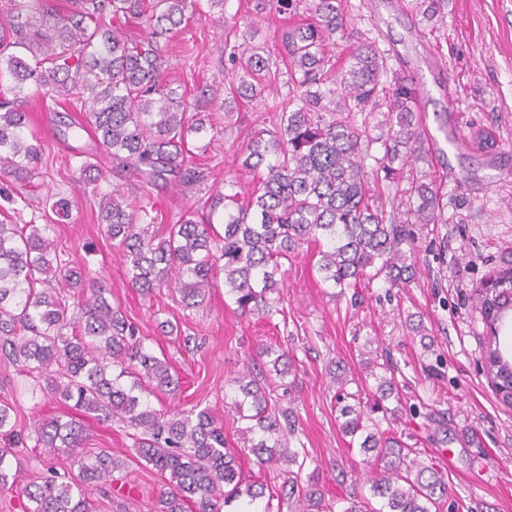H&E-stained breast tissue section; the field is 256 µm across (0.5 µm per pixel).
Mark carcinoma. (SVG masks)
Listing matches in <instances>:
<instances>
[{
  "label": "carcinoma",
  "mask_w": 512,
  "mask_h": 512,
  "mask_svg": "<svg viewBox=\"0 0 512 512\" xmlns=\"http://www.w3.org/2000/svg\"><path fill=\"white\" fill-rule=\"evenodd\" d=\"M192 0H0V168L31 183L42 159L37 133L24 110L27 93L43 91L55 105L83 109L67 124L90 132L91 148L79 173L104 177L90 162L100 150L116 167L137 178V198L114 193L100 210L104 232L128 263L129 283L150 296L171 288L185 307L203 303L217 276L240 314L267 319L281 314L273 296L285 263L305 245L318 246V272L333 288H360L380 277L399 287L416 274L410 225L444 224L445 204L436 182L416 176L401 187L411 160L424 155L426 136L418 115L419 91L392 71L386 53L364 40L347 65L336 67L332 46L344 37L347 0H247L224 21V60L239 83L224 99L263 108L269 116L239 149L241 169L260 174L250 196L239 198L238 181L224 180L158 237L153 191L159 182L204 181V170L186 166L188 138L204 131L190 115L196 103L176 93L165 79L166 45L188 21ZM27 10L22 17L14 11ZM305 13L308 22L285 31L269 49L251 46L252 25L272 15ZM140 21L141 39H130L121 19ZM288 91L268 104L265 92L278 84ZM386 113L388 130L373 135L375 113ZM379 145L377 153L372 146ZM67 202L45 200V224L23 218L14 207L0 220V353L22 373L44 378L41 391L97 419L119 421L133 430L137 458L167 480L155 512H223L241 495L250 502L268 497L293 512H324L317 482H301L308 461L292 445L298 430L293 409L281 403L293 355L271 347L247 363L234 380L232 405L250 423L249 452L259 468L283 477L268 484L250 480L238 449L230 447L224 424L207 407L154 408L149 397H176L181 381L165 358L146 346L137 327L112 305L106 289L60 259L49 233L52 216ZM482 320L490 331L484 363L496 392L512 406V345H501L500 326L512 325V268L498 271L479 294ZM337 396L342 431L359 438L362 453L383 462L367 479L369 495L353 496L343 512H434L448 497V482L431 466L408 459L405 448L377 431L372 418ZM14 407L0 402V438L18 435ZM34 447L46 472L22 479L11 448H0V492H20L29 512H94L86 489L112 483L125 462L101 449L81 452V424L60 417L31 426ZM65 462L77 472L62 475Z\"/></svg>",
  "instance_id": "obj_1"
}]
</instances>
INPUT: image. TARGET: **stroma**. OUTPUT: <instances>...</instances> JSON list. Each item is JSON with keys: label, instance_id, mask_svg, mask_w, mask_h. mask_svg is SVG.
I'll return each mask as SVG.
<instances>
[{"label": "stroma", "instance_id": "obj_1", "mask_svg": "<svg viewBox=\"0 0 512 512\" xmlns=\"http://www.w3.org/2000/svg\"><path fill=\"white\" fill-rule=\"evenodd\" d=\"M352 2L351 39L375 41L394 71L415 79L430 129L450 116L458 136L486 130L498 143L487 152L470 146L417 161V170L440 183L448 207L446 223L413 228L415 280L399 288L377 280L338 294L323 282L311 246L292 258L279 286L284 313L269 320L235 313L220 282L196 308L182 307L166 288L142 296L129 286L126 261L100 222L103 196H134L132 179L103 152L97 161L105 180L81 179L73 152L90 145V136L65 132L35 94L27 110L48 156L33 186L22 189L25 216L41 217L46 197L68 200V214L51 234L57 251L109 289L112 304L151 350L167 357L183 383L177 405L214 410L236 447L245 443V423L226 402L249 353L264 344L293 353L296 384L286 403L299 418L306 468L335 512H343L349 496L367 493L371 466L339 429L329 371H343L347 392L373 391L377 381L365 361L374 353L388 357L397 388L372 418L413 459L444 475L448 497L439 512H512V407L497 396L485 369L487 328L477 299L492 274L512 267V0H444L443 18L432 20L419 0ZM237 6L228 0L223 12L193 16L173 36L167 69L173 85L194 96L228 85L222 19ZM200 116L205 130L190 136L189 145L192 162L206 165L208 176L194 187L171 183L155 190L156 234L225 179L238 178L245 187L252 181L239 168L238 151L260 127L263 110L244 104L227 114L205 102ZM1 400L15 405L25 426L66 412L43 398L37 378L0 357ZM84 425L86 448L111 449L128 463L124 479L93 490L98 512H149L164 481L134 456L129 429L89 417Z\"/></svg>", "mask_w": 512, "mask_h": 512}]
</instances>
